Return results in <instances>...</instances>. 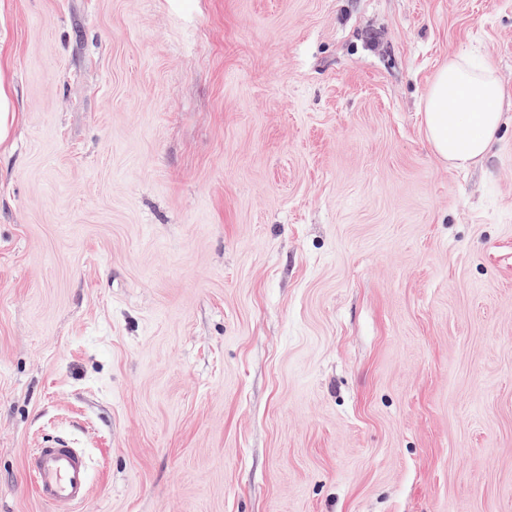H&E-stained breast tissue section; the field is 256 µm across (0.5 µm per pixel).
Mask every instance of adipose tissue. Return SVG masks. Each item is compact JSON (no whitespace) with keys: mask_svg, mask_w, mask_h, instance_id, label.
I'll return each mask as SVG.
<instances>
[{"mask_svg":"<svg viewBox=\"0 0 512 512\" xmlns=\"http://www.w3.org/2000/svg\"><path fill=\"white\" fill-rule=\"evenodd\" d=\"M506 96L492 63L450 57L433 76L421 104L434 152L466 170L486 156L503 122Z\"/></svg>","mask_w":512,"mask_h":512,"instance_id":"adipose-tissue-1","label":"adipose tissue"}]
</instances>
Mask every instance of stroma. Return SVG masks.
Wrapping results in <instances>:
<instances>
[{"label":"stroma","instance_id":"1","mask_svg":"<svg viewBox=\"0 0 512 512\" xmlns=\"http://www.w3.org/2000/svg\"><path fill=\"white\" fill-rule=\"evenodd\" d=\"M0 76V512L58 436L79 512H512V0H0ZM506 96L491 62L448 58L433 76L421 104L434 152L448 167L467 170L486 156L503 122ZM17 117L16 112L10 110L9 90L3 77L0 76V145L7 142L9 131Z\"/></svg>","mask_w":512,"mask_h":512}]
</instances>
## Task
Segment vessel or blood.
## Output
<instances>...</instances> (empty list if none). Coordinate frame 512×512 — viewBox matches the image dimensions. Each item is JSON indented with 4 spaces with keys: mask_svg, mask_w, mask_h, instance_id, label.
I'll list each match as a JSON object with an SVG mask.
<instances>
[{
    "mask_svg": "<svg viewBox=\"0 0 512 512\" xmlns=\"http://www.w3.org/2000/svg\"><path fill=\"white\" fill-rule=\"evenodd\" d=\"M27 475L45 503L80 504L88 496L86 453L67 438L58 437L32 448L27 455Z\"/></svg>",
    "mask_w": 512,
    "mask_h": 512,
    "instance_id": "obj_1",
    "label": "vessel or blood"
}]
</instances>
